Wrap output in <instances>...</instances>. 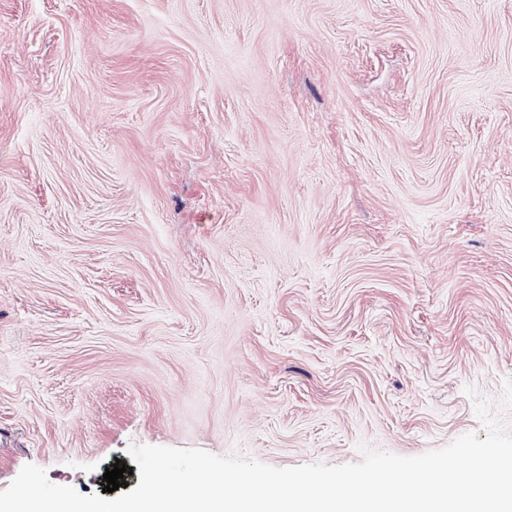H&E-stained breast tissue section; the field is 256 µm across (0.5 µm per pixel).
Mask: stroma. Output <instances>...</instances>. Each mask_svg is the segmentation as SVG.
Masks as SVG:
<instances>
[{"instance_id": "obj_1", "label": "stroma", "mask_w": 512, "mask_h": 512, "mask_svg": "<svg viewBox=\"0 0 512 512\" xmlns=\"http://www.w3.org/2000/svg\"><path fill=\"white\" fill-rule=\"evenodd\" d=\"M509 379L512 0H0V490L416 456Z\"/></svg>"}]
</instances>
